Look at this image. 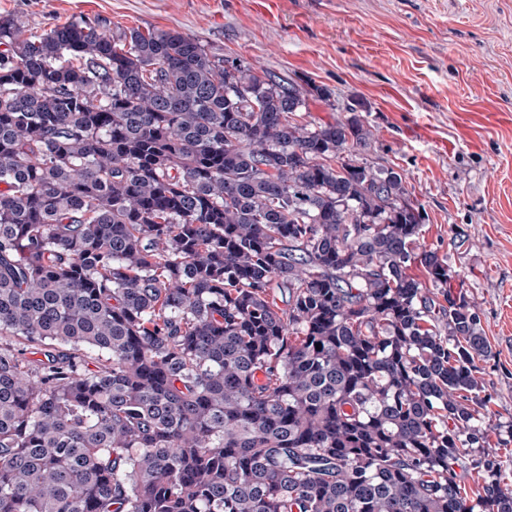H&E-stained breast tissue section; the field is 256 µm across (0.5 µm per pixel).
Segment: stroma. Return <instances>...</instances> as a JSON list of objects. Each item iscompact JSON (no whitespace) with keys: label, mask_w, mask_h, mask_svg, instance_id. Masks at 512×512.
<instances>
[{"label":"stroma","mask_w":512,"mask_h":512,"mask_svg":"<svg viewBox=\"0 0 512 512\" xmlns=\"http://www.w3.org/2000/svg\"><path fill=\"white\" fill-rule=\"evenodd\" d=\"M39 33L81 17L111 31L172 30L259 73L331 90L302 124L361 101L365 157L404 174L426 213L417 251L447 263L479 316L485 450L512 480V0H0Z\"/></svg>","instance_id":"stroma-1"}]
</instances>
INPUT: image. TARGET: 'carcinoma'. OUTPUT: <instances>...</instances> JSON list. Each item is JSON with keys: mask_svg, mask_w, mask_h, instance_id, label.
<instances>
[{"mask_svg": "<svg viewBox=\"0 0 512 512\" xmlns=\"http://www.w3.org/2000/svg\"><path fill=\"white\" fill-rule=\"evenodd\" d=\"M331 97L0 19V512H512L467 452L499 428L478 315L357 107L292 121Z\"/></svg>", "mask_w": 512, "mask_h": 512, "instance_id": "obj_1", "label": "carcinoma"}]
</instances>
